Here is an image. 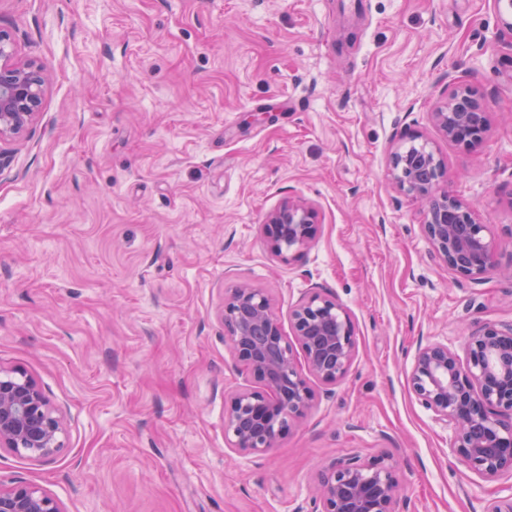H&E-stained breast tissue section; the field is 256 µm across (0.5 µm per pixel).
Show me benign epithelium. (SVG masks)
Instances as JSON below:
<instances>
[{"instance_id": "obj_1", "label": "benign epithelium", "mask_w": 512, "mask_h": 512, "mask_svg": "<svg viewBox=\"0 0 512 512\" xmlns=\"http://www.w3.org/2000/svg\"><path fill=\"white\" fill-rule=\"evenodd\" d=\"M44 67L14 61L0 32V142L21 138L41 104ZM432 119L449 140L471 147L488 131L486 105L477 91L454 90ZM397 188L424 207V231L436 257L458 275L480 280L500 267L491 225L473 206L440 189L447 177L433 149L422 143L393 153ZM264 230L282 259L308 248L317 235V211L290 198L270 211ZM225 335L238 361L261 385L225 402L224 433L230 447L261 454L301 420L313 398L294 349L282 335L270 298L245 284L232 288L221 310ZM296 342L310 374L336 383L356 355L355 326L336 297L315 291L291 309ZM418 400L450 430L454 457L472 473L495 480L512 475V323H485L466 337L465 358L445 343L419 349L411 370ZM62 417L23 371L0 366V449H25L42 461L63 447ZM396 462L388 454L346 456L322 472L312 512H397ZM0 512H63L58 499L33 486H0Z\"/></svg>"}]
</instances>
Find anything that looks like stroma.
I'll return each mask as SVG.
<instances>
[{
    "label": "stroma",
    "mask_w": 512,
    "mask_h": 512,
    "mask_svg": "<svg viewBox=\"0 0 512 512\" xmlns=\"http://www.w3.org/2000/svg\"><path fill=\"white\" fill-rule=\"evenodd\" d=\"M512 0H0L18 59L42 63L36 123L0 173V365L65 410L40 463L0 449V480L64 512H311L318 469L391 454L398 512H483L512 494L450 451L415 398L416 350L463 353L469 328L512 321V278L434 257L390 159L428 142L512 252ZM486 103L466 148L432 121L455 88ZM318 213L282 260L266 215ZM290 312L328 291L357 351L263 454L230 449L224 403L257 388L219 318L231 286Z\"/></svg>",
    "instance_id": "35a3bbf8"
}]
</instances>
